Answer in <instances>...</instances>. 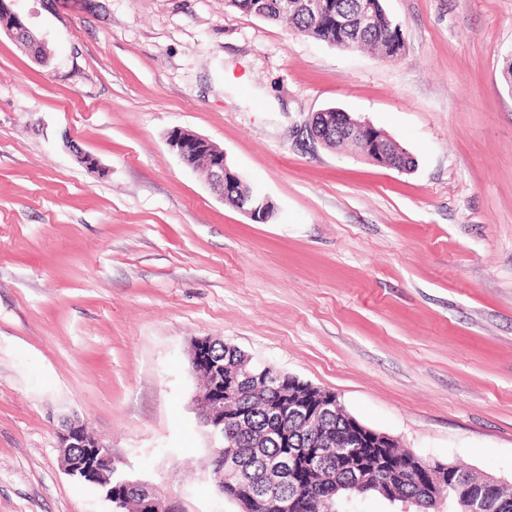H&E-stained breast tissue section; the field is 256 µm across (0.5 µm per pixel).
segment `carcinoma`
Segmentation results:
<instances>
[{"label":"carcinoma","instance_id":"1","mask_svg":"<svg viewBox=\"0 0 512 512\" xmlns=\"http://www.w3.org/2000/svg\"><path fill=\"white\" fill-rule=\"evenodd\" d=\"M302 0H225L226 7L246 14L260 16L271 22L285 21L297 33L342 49L368 48L379 57L392 61L402 56L404 40L400 27L383 7V0H370L374 5V25L369 31L353 34L327 17L309 15L301 6ZM355 118L342 113L336 116V136L328 139L332 149L354 147L369 157L368 142L351 137L348 129ZM380 163L404 161L412 168L414 161L408 150L395 140L388 142ZM215 354L224 363V379L234 382L240 378L242 367L251 364L240 349L216 345ZM283 394H298L312 405L323 400V390L308 382L284 373L272 383V388L255 393L243 389L235 396L247 424L224 431V452L237 453L256 471L263 461L288 455L299 463L314 453L324 465L314 477L312 489L296 503L292 512H349L346 504L360 493L354 490L355 471L359 466L383 464L401 479V493L409 500L427 496L431 499L444 494L448 508H454L460 489L455 487V474L435 467V462L422 459L399 448L380 434L356 428L352 417L340 410L319 420L315 430L296 420L288 421V443L280 444L267 434L275 431L279 420L267 410L269 402Z\"/></svg>","mask_w":512,"mask_h":512}]
</instances>
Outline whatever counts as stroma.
<instances>
[{
    "label": "stroma",
    "mask_w": 512,
    "mask_h": 512,
    "mask_svg": "<svg viewBox=\"0 0 512 512\" xmlns=\"http://www.w3.org/2000/svg\"><path fill=\"white\" fill-rule=\"evenodd\" d=\"M383 5L395 61L224 0H17L50 55L0 34V512H112L64 468L72 415L181 512H240L192 410L199 336L512 486V0ZM329 107L414 169L308 141ZM175 127L273 217L224 204ZM167 144L182 163L188 167H192L200 155L207 157L209 185L212 191L223 201L226 198L224 195L226 184L234 182L238 176L239 179L229 189L228 197H233V202H236L238 198H243V195L247 196L251 192L250 184L232 167V169L230 168L224 151L206 137L176 127L168 133ZM238 204H241V206ZM235 209L248 215L254 222L264 223L273 214L275 204L269 197L253 193L248 203L242 205L237 201Z\"/></svg>",
    "instance_id": "1"
}]
</instances>
